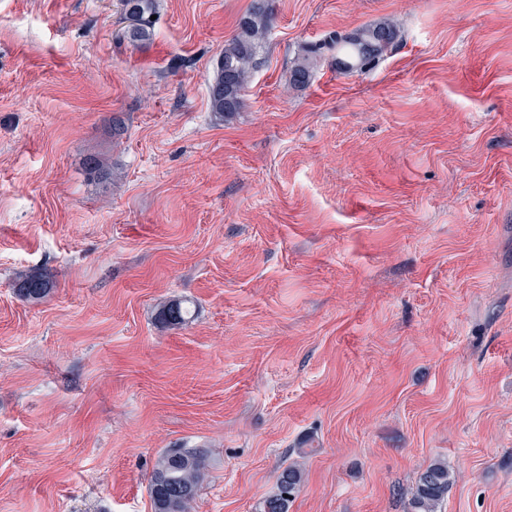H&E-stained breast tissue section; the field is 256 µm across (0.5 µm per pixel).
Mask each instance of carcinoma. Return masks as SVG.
Wrapping results in <instances>:
<instances>
[{
	"label": "carcinoma",
	"instance_id": "cac0c4a2",
	"mask_svg": "<svg viewBox=\"0 0 512 512\" xmlns=\"http://www.w3.org/2000/svg\"><path fill=\"white\" fill-rule=\"evenodd\" d=\"M123 19L128 22L124 38L133 44L151 37V16L157 0H119ZM272 12L267 0H260L243 16L237 33L224 45L216 62V75L209 86L211 111L230 117L244 106V95L253 73L262 65ZM395 27L386 22L362 27L352 33L336 32L322 43L303 48L290 70V85L305 87L311 80L318 58L331 54L336 69L362 73L372 68L397 44ZM15 292L26 301H39L51 291L49 276L37 269L22 271L15 278ZM189 310L179 304L161 309L158 315L164 326L182 325ZM208 467V455L202 448H168L159 456L153 470L149 491L154 512H190L198 488ZM304 471L293 463L277 474L274 489L262 497L256 512H289L290 504L300 491ZM453 484L448 464L433 462L417 478L410 512H437Z\"/></svg>",
	"mask_w": 512,
	"mask_h": 512
}]
</instances>
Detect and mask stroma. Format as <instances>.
<instances>
[{
    "instance_id": "obj_1",
    "label": "stroma",
    "mask_w": 512,
    "mask_h": 512,
    "mask_svg": "<svg viewBox=\"0 0 512 512\" xmlns=\"http://www.w3.org/2000/svg\"><path fill=\"white\" fill-rule=\"evenodd\" d=\"M251 6L157 0L135 47L118 0H0V512H154L180 447L193 512H255L298 459L289 512H408L434 461L438 512H512V0H272L222 118ZM381 20L373 69L290 86ZM258 3L243 16L237 33L224 45L216 62V75L209 86L211 111L230 117L244 106V95L253 73L264 62L271 23L270 1ZM395 27L383 21L362 27L352 33L336 32L322 43L303 48L290 70V85L305 87L311 80L314 67L325 52L331 53L336 69L346 73H362L372 68L397 44ZM16 294L26 301H40L51 291L49 276L37 269L22 271L16 276ZM208 467L203 448H168L159 456L149 491L155 512H190ZM452 484V472L447 463L441 461L430 463L418 475L409 502V511L437 512L438 505L448 495Z\"/></svg>"
}]
</instances>
